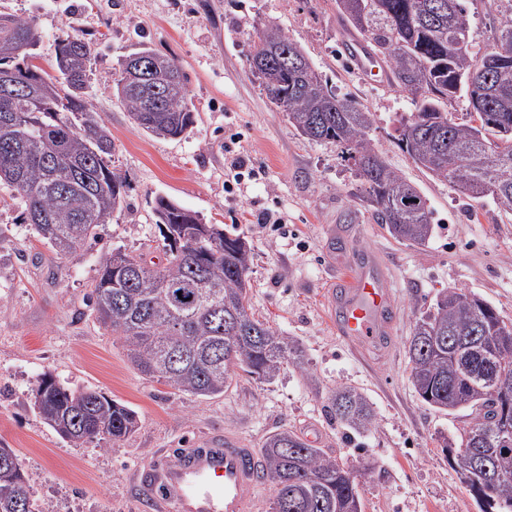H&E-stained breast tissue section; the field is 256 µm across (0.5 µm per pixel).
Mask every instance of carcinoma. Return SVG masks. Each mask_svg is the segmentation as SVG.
I'll use <instances>...</instances> for the list:
<instances>
[{"mask_svg": "<svg viewBox=\"0 0 512 512\" xmlns=\"http://www.w3.org/2000/svg\"><path fill=\"white\" fill-rule=\"evenodd\" d=\"M341 15L387 63L401 88L420 92L417 111L401 119L395 140L416 166L446 181L472 200L487 196L512 210V7L498 43L508 44L500 63L474 71L477 53L469 40L463 0H345ZM0 72L14 74L20 88L0 96V185L23 208L24 219L53 251L66 256L98 237L99 226L125 202L127 184L112 169V134L93 110L88 86L94 53L69 31L56 38L55 61L65 59L58 79L32 63L39 34L33 21L1 13ZM261 46L279 48L288 60L269 64L259 86L309 141L333 143L363 185V201L395 238L423 245L433 233V213L420 191L383 159L371 142V115L340 99L310 61L296 65L302 48L276 24L263 25L248 44V66H259ZM165 63L151 79L115 80L118 99L136 128L177 139L196 124L186 79L174 59L142 43ZM467 96L470 123L448 118L457 94ZM154 224L165 262L120 249L102 258L92 284L97 320L123 340L128 361L143 375L200 397L224 394L237 372L260 382L273 380L284 365L301 363L302 351L250 304V248L220 224L196 223V212L158 196ZM497 309L481 297L441 291L416 318L408 341L411 382L420 401L442 412H466L460 435L448 449L460 475L485 471L512 475V444L498 442L503 417L497 403L501 376L512 379V335L500 338ZM34 404L58 435L80 446L112 443L133 434L137 414L125 403L92 388H71L41 377ZM336 423L361 435L375 423L367 396L355 387L330 397ZM262 470L274 488L271 512H362V474L337 457L282 428L262 445ZM472 495L481 512H512V479L488 482ZM0 512H52L33 498L18 456L0 453Z\"/></svg>", "mask_w": 512, "mask_h": 512, "instance_id": "obj_1", "label": "carcinoma"}]
</instances>
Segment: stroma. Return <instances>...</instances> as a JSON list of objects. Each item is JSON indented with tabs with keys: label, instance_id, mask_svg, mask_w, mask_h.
I'll use <instances>...</instances> for the list:
<instances>
[{
	"label": "stroma",
	"instance_id": "35a3bbf8",
	"mask_svg": "<svg viewBox=\"0 0 512 512\" xmlns=\"http://www.w3.org/2000/svg\"><path fill=\"white\" fill-rule=\"evenodd\" d=\"M470 41L483 52L502 22L500 0H464ZM0 11L34 20L36 63L55 64V39L74 27L95 55L89 101L112 133V166L129 186L126 203L98 238L57 256L0 189V448L20 459L35 499L57 512H150L128 483L158 448H194L230 433L261 448L287 428L363 471V512H481L448 463L464 419L424 405L410 381L406 346L416 318L444 288L479 295L512 321V211L492 198L470 200L419 170L394 139L417 106L389 83L357 77L340 44L346 21L336 0H0ZM300 45L338 97L372 114L369 135L387 164L413 182L434 213L422 246L402 243L358 198L359 180L331 143L300 137L273 111L245 52L263 23ZM147 43L184 73L198 118L170 140L135 128L113 84L119 60ZM247 162L240 181L231 163ZM233 190H225V182ZM197 212L253 248L256 314L301 348V367L272 381L234 379L224 395L201 399L141 374L119 336L88 302L102 257L112 250L163 261L153 221L157 196ZM379 256L397 299L388 353L360 364L327 320L334 270ZM52 375L126 403L138 429L108 445L64 441L34 406L33 386ZM340 385L364 392L376 411L371 431L346 436L328 408Z\"/></svg>",
	"mask_w": 512,
	"mask_h": 512
}]
</instances>
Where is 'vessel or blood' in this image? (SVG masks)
<instances>
[{"label": "vessel or blood", "mask_w": 512, "mask_h": 512, "mask_svg": "<svg viewBox=\"0 0 512 512\" xmlns=\"http://www.w3.org/2000/svg\"><path fill=\"white\" fill-rule=\"evenodd\" d=\"M369 82L387 78L384 62L358 40L345 50ZM397 304L382 266L372 260L342 270L332 292L331 319L337 335L360 360L391 345ZM130 482L152 512H264L266 481L257 449L232 436L177 453L156 449Z\"/></svg>", "instance_id": "vessel-or-blood-1"}]
</instances>
